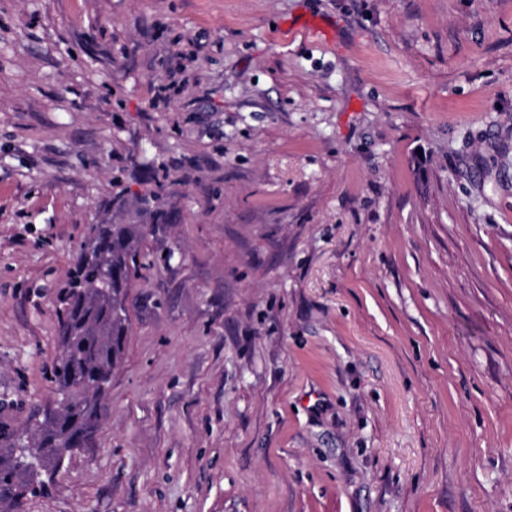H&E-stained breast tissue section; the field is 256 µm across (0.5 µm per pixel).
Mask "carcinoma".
<instances>
[{
	"mask_svg": "<svg viewBox=\"0 0 512 512\" xmlns=\"http://www.w3.org/2000/svg\"><path fill=\"white\" fill-rule=\"evenodd\" d=\"M142 224H94L79 244L59 311V353L50 382L53 400L35 428L10 435L0 448V512L45 487L66 460L85 451L108 419L105 403L129 332L132 283L155 262L141 253Z\"/></svg>",
	"mask_w": 512,
	"mask_h": 512,
	"instance_id": "carcinoma-1",
	"label": "carcinoma"
}]
</instances>
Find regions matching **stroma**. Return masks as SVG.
<instances>
[{
	"mask_svg": "<svg viewBox=\"0 0 512 512\" xmlns=\"http://www.w3.org/2000/svg\"><path fill=\"white\" fill-rule=\"evenodd\" d=\"M159 212L19 512H512V0H0L1 433L90 226Z\"/></svg>",
	"mask_w": 512,
	"mask_h": 512,
	"instance_id": "1",
	"label": "stroma"
}]
</instances>
